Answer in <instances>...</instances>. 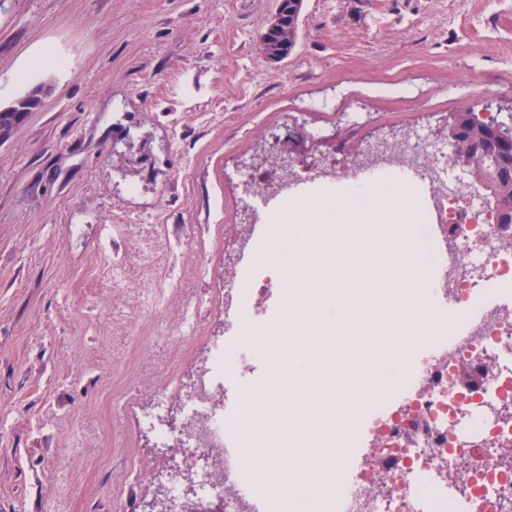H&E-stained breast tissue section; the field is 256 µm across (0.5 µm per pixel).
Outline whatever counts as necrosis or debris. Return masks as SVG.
I'll list each match as a JSON object with an SVG mask.
<instances>
[{
	"label": "necrosis or debris",
	"instance_id": "1",
	"mask_svg": "<svg viewBox=\"0 0 512 512\" xmlns=\"http://www.w3.org/2000/svg\"><path fill=\"white\" fill-rule=\"evenodd\" d=\"M430 163L418 175L412 191L415 207L426 224H445L453 236L432 259L434 278L450 282L461 308L479 302L475 284L501 291L512 288V250L502 248V230L479 197L457 187L454 194L430 196V186L446 185L451 167L445 150L429 151ZM280 292L268 277L253 278L249 287L224 289V333L212 337L202 365L187 378H174L169 391L148 404L133 396L122 405L150 431L157 447L179 442L194 450L192 471L167 470L159 480L167 489L168 505L178 512L186 480H193L200 497H224V512H254L240 492L246 471H259L244 457L243 436L226 437V421L245 417L243 384L264 362L257 350L244 347L237 330L247 320L264 315ZM456 321L446 322L435 345L417 349L414 366L421 382L410 388L402 407L367 422L381 465L360 470L343 487L348 512H512V464L501 450L512 445V419L495 410L512 403V305L485 313L467 336L456 338ZM446 349L445 356L433 346ZM492 359L494 366L478 387L462 386L456 376L461 362ZM182 405L186 427L168 425L170 398ZM467 460L464 486L447 481L459 460Z\"/></svg>",
	"mask_w": 512,
	"mask_h": 512
}]
</instances>
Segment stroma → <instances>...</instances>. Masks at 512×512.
<instances>
[{"instance_id":"35a3bbf8","label":"stroma","mask_w":512,"mask_h":512,"mask_svg":"<svg viewBox=\"0 0 512 512\" xmlns=\"http://www.w3.org/2000/svg\"><path fill=\"white\" fill-rule=\"evenodd\" d=\"M277 0H0V104L50 94L0 143V512H138L128 465L170 454L111 397L149 401L224 332L225 281L258 251L230 174L284 125L366 147L415 129L443 140L467 99L512 107V0H305L272 64L259 35ZM184 288L198 334L175 349ZM302 380L279 355L256 382L347 407L391 381L324 339Z\"/></svg>"}]
</instances>
